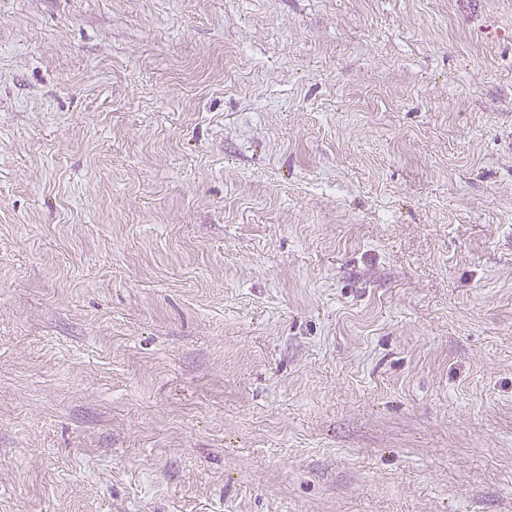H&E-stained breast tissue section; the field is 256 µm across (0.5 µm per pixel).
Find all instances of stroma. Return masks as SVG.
Instances as JSON below:
<instances>
[{
	"instance_id": "1",
	"label": "stroma",
	"mask_w": 512,
	"mask_h": 512,
	"mask_svg": "<svg viewBox=\"0 0 512 512\" xmlns=\"http://www.w3.org/2000/svg\"><path fill=\"white\" fill-rule=\"evenodd\" d=\"M0 512H512V0H0Z\"/></svg>"
}]
</instances>
